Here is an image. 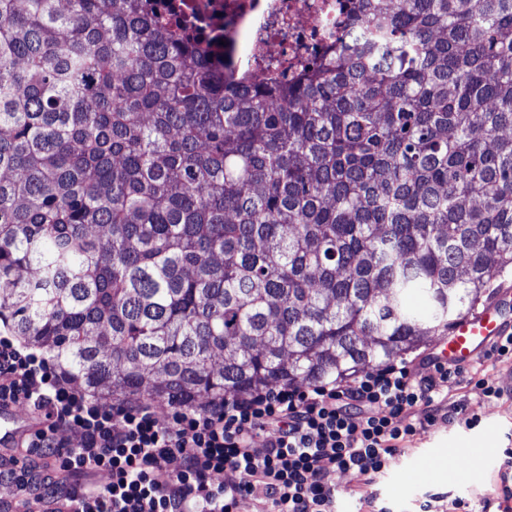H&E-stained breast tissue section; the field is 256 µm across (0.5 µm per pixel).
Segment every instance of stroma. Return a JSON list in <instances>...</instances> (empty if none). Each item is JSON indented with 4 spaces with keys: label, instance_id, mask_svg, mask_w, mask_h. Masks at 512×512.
<instances>
[{
    "label": "stroma",
    "instance_id": "stroma-1",
    "mask_svg": "<svg viewBox=\"0 0 512 512\" xmlns=\"http://www.w3.org/2000/svg\"><path fill=\"white\" fill-rule=\"evenodd\" d=\"M482 375L503 389L501 399L484 396L476 384ZM447 392L460 414L454 421L417 429L404 440L373 488L348 474L334 477L337 512H371L375 507L421 512L428 502L435 512H446L456 499L470 512H497L506 471L504 451L512 448V361L478 358L449 383ZM450 446L463 459L456 475L440 467L441 452Z\"/></svg>",
    "mask_w": 512,
    "mask_h": 512
}]
</instances>
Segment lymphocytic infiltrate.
I'll return each instance as SVG.
<instances>
[{
	"mask_svg": "<svg viewBox=\"0 0 512 512\" xmlns=\"http://www.w3.org/2000/svg\"><path fill=\"white\" fill-rule=\"evenodd\" d=\"M458 368L387 363L304 387L280 384L212 402L105 403L62 383L45 357L0 334V398L39 413L30 443L44 465L0 458L20 506L53 499L75 512H336L337 474L373 485L420 422L453 421L443 391ZM417 422H410V415ZM80 438L57 440L58 430ZM178 469H170L173 459Z\"/></svg>",
	"mask_w": 512,
	"mask_h": 512,
	"instance_id": "f902f5d3",
	"label": "lymphocytic infiltrate"
}]
</instances>
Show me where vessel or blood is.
<instances>
[{"label":"vessel or blood","instance_id":"obj_1","mask_svg":"<svg viewBox=\"0 0 512 512\" xmlns=\"http://www.w3.org/2000/svg\"><path fill=\"white\" fill-rule=\"evenodd\" d=\"M512 291L503 290L480 312L458 319L442 339L438 357L452 366H460L481 355L497 337L512 332ZM41 423L32 415L21 412L8 400H0V447L23 448L41 430Z\"/></svg>","mask_w":512,"mask_h":512}]
</instances>
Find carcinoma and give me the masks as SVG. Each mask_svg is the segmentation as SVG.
<instances>
[{
    "mask_svg": "<svg viewBox=\"0 0 512 512\" xmlns=\"http://www.w3.org/2000/svg\"><path fill=\"white\" fill-rule=\"evenodd\" d=\"M233 86L146 0H0V324L80 390L338 380L512 270V0H358Z\"/></svg>",
    "mask_w": 512,
    "mask_h": 512,
    "instance_id": "cac0c4a2",
    "label": "carcinoma"
}]
</instances>
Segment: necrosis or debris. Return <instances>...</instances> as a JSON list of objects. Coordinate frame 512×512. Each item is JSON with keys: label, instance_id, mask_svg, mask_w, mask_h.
Returning a JSON list of instances; mask_svg holds the SVG:
<instances>
[{"label": "necrosis or debris", "instance_id": "obj_1", "mask_svg": "<svg viewBox=\"0 0 512 512\" xmlns=\"http://www.w3.org/2000/svg\"><path fill=\"white\" fill-rule=\"evenodd\" d=\"M194 35L211 64L250 82H293L344 29L349 0H155Z\"/></svg>", "mask_w": 512, "mask_h": 512}]
</instances>
